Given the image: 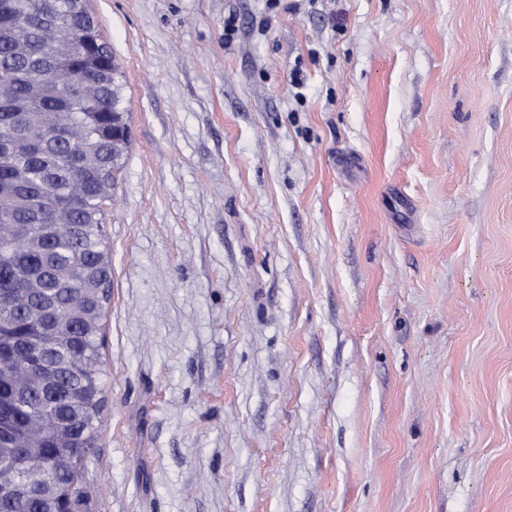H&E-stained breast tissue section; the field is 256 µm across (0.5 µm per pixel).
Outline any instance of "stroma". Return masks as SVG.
<instances>
[{
  "label": "stroma",
  "instance_id": "1",
  "mask_svg": "<svg viewBox=\"0 0 512 512\" xmlns=\"http://www.w3.org/2000/svg\"><path fill=\"white\" fill-rule=\"evenodd\" d=\"M88 8L131 144L81 512H512V0Z\"/></svg>",
  "mask_w": 512,
  "mask_h": 512
}]
</instances>
